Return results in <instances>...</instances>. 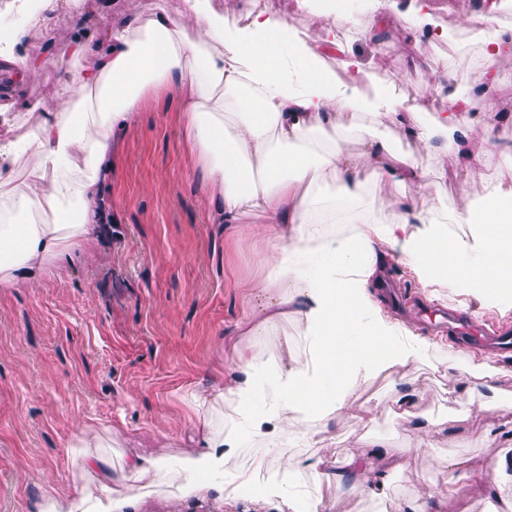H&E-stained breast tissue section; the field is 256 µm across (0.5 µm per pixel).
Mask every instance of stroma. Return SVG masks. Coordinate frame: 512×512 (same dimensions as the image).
<instances>
[{"mask_svg": "<svg viewBox=\"0 0 512 512\" xmlns=\"http://www.w3.org/2000/svg\"><path fill=\"white\" fill-rule=\"evenodd\" d=\"M158 2L174 17L183 9V0H85L77 17L67 0H58L42 36L15 47L40 63L24 97L4 91L12 76L0 71V113L23 111L28 103H65L66 85L80 66L60 54L73 31L108 45L114 27L148 16ZM210 4L227 14L250 9L287 17L310 38L326 28L301 0ZM483 8V0H431L434 23L451 32L445 43L411 36L397 12L389 13L382 40H367L349 28L345 42L374 71L420 65L413 81L397 85L396 94L404 106L424 103L436 110L441 81L421 62L437 52H465L448 84L467 91L481 64L470 21ZM182 126V104L170 90L147 94L112 153L109 220L97 250L58 273L0 289V512H36L50 488L68 484L79 459L66 451L80 419L111 432L112 445L101 454L113 476L135 456L176 466L188 451L197 418L190 391L206 388L227 369L224 342L254 303L247 285L261 274L263 244L257 239L240 247L214 223V205ZM466 162L453 145L421 154L435 191L454 206L487 190L485 183L466 177ZM384 279L415 297V304L387 314L429 340V360L364 383L348 415L329 422V440L305 445L295 437L291 444L296 455L313 462L339 459L370 443L383 445L401 462L400 469L382 476L386 495H373L350 476L327 489L305 470L284 475L275 460L267 465L271 477L286 479L305 512L319 500L326 512H397L429 492L432 512H512V495L489 494L483 472L493 453L478 438L480 427H492L512 457V418L467 413L461 406L470 392L488 401L512 400V355L496 356L507 374L494 385L461 377L450 363L465 355V348L421 313L425 307L460 310L484 323L512 321V308L481 306L463 288L451 293L422 287L395 258ZM255 347L277 362L284 351L304 353L306 343L296 323L283 322ZM404 392L413 393L414 412L441 425L432 448H419L407 421L391 408L393 397ZM453 479L461 493L445 496Z\"/></svg>", "mask_w": 512, "mask_h": 512, "instance_id": "obj_1", "label": "stroma"}]
</instances>
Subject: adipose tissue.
<instances>
[{
  "mask_svg": "<svg viewBox=\"0 0 512 512\" xmlns=\"http://www.w3.org/2000/svg\"><path fill=\"white\" fill-rule=\"evenodd\" d=\"M18 26L0 43L33 38L57 0H29ZM179 17L163 11L115 31L107 48L75 32L65 45L83 67L70 81V103H36L23 115L26 132L0 139V289L18 287L94 251L103 216L114 140L127 129L144 95L165 87L184 107L182 133L219 223L240 230L262 218L265 245L257 299L227 347L231 367L204 392H192L198 448L175 475L158 459H133L120 485L98 474L103 437L83 423L69 445L80 469L63 489L50 490L38 512H137L142 490L171 478L180 497L223 492L224 467L243 439L263 440L287 465L302 467L284 444L353 405L356 384L396 365L423 360L425 339L402 336L372 298L391 254L424 287L466 289L480 303L512 307V182L492 181L489 193L457 208L427 197L416 148L469 139L477 157L498 145L503 113L486 96L498 61L512 56V27L481 34L483 68L468 93L444 92L434 115L400 108L393 74L369 72L342 40L355 24L345 12L311 40L287 20L263 12L245 17L184 0ZM365 114L359 147L348 151L340 114ZM404 149H396V142ZM391 210L392 221L378 220ZM349 224L348 234L335 225ZM454 224L467 233L451 232ZM302 328L308 356L265 368L242 337L258 338L285 319Z\"/></svg>",
  "mask_w": 512,
  "mask_h": 512,
  "instance_id": "adipose-tissue-1",
  "label": "adipose tissue"
}]
</instances>
